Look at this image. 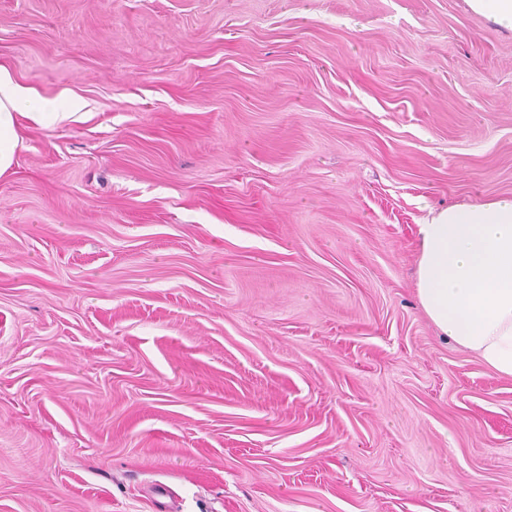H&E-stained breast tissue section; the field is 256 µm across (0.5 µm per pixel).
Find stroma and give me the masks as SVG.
<instances>
[{
  "instance_id": "35a3bbf8",
  "label": "stroma",
  "mask_w": 512,
  "mask_h": 512,
  "mask_svg": "<svg viewBox=\"0 0 512 512\" xmlns=\"http://www.w3.org/2000/svg\"><path fill=\"white\" fill-rule=\"evenodd\" d=\"M79 114L0 178V512H512V378L437 336L431 210L512 197L464 0H0Z\"/></svg>"
}]
</instances>
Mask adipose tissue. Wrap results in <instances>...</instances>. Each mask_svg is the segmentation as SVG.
<instances>
[{
	"label": "adipose tissue",
	"instance_id": "adipose-tissue-1",
	"mask_svg": "<svg viewBox=\"0 0 512 512\" xmlns=\"http://www.w3.org/2000/svg\"><path fill=\"white\" fill-rule=\"evenodd\" d=\"M70 101H47L0 65V177L15 162L22 121L72 119ZM415 284L438 330L501 376L512 378V198L455 205L418 229Z\"/></svg>",
	"mask_w": 512,
	"mask_h": 512
}]
</instances>
